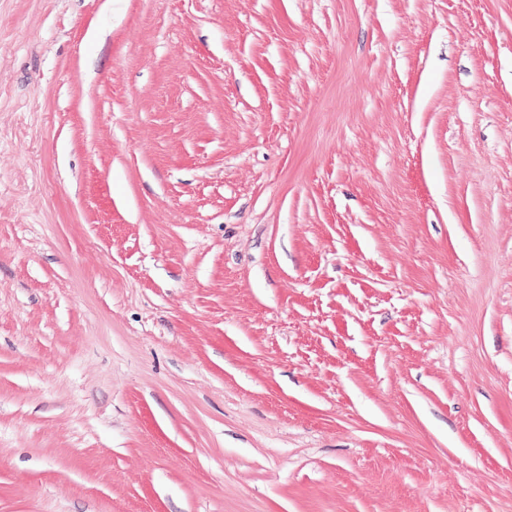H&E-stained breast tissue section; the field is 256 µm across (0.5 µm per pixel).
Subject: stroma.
<instances>
[{
    "instance_id": "stroma-1",
    "label": "stroma",
    "mask_w": 512,
    "mask_h": 512,
    "mask_svg": "<svg viewBox=\"0 0 512 512\" xmlns=\"http://www.w3.org/2000/svg\"><path fill=\"white\" fill-rule=\"evenodd\" d=\"M0 512H512V0H0Z\"/></svg>"
}]
</instances>
